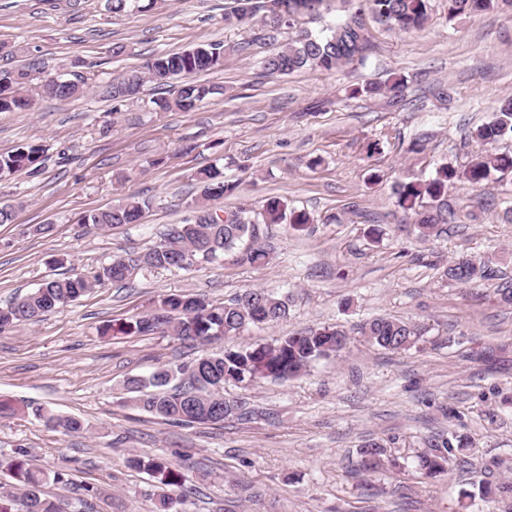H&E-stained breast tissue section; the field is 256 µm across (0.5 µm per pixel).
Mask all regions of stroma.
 I'll return each instance as SVG.
<instances>
[{
  "instance_id": "1",
  "label": "stroma",
  "mask_w": 512,
  "mask_h": 512,
  "mask_svg": "<svg viewBox=\"0 0 512 512\" xmlns=\"http://www.w3.org/2000/svg\"><path fill=\"white\" fill-rule=\"evenodd\" d=\"M233 0H155L141 12L113 13L106 0H0V68L33 65L37 76L87 79L75 99H36L0 112V154L22 144L43 153L36 169L0 181V307L63 273L89 274L112 256L158 243L183 223L197 193L192 175L215 165L236 182L215 209L260 212L278 194L314 219L305 230L264 224L269 261L232 260L191 270L134 272L78 301L0 332V397L18 413L0 418V458L24 452L29 467L67 470L76 487L102 489L92 512H154V478L129 456L162 455L179 472L182 512H457L468 475L449 464L425 477V437L448 431L471 439L466 457L492 484H512V305L496 290L512 283V172L472 193L448 191L454 223L418 240L413 216L394 186L426 179L441 164L464 167L479 147L468 127L512 96V15L499 10L457 18L432 0L415 35L372 25L365 59L331 72L270 75L263 59L292 37L230 19ZM221 42L218 69L195 75L217 87L195 109L155 111L145 84L135 99L102 98L101 84L138 70L161 53ZM401 74L398 104L349 91ZM449 101H441L439 91ZM136 194L151 199L141 223L99 229L85 216ZM49 233H37L38 225ZM380 228L373 239L369 231ZM484 262L494 276L470 285L444 270L459 258ZM249 289L288 297L287 320L251 327L200 346L170 335L106 333L146 312L164 294L223 301ZM425 327L423 342L390 352L371 345L360 325L375 317ZM333 325L349 336L339 356L300 376L228 384L251 418L223 426L171 424L125 406L124 382L203 351L270 343ZM82 421L79 433L51 429L29 403ZM387 449L389 465L364 470L367 440ZM260 491L245 501L238 486Z\"/></svg>"
}]
</instances>
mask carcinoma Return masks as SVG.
Listing matches in <instances>:
<instances>
[{
    "label": "carcinoma",
    "mask_w": 512,
    "mask_h": 512,
    "mask_svg": "<svg viewBox=\"0 0 512 512\" xmlns=\"http://www.w3.org/2000/svg\"><path fill=\"white\" fill-rule=\"evenodd\" d=\"M327 2L329 0H234L232 16L244 23L257 18L265 24L268 21V4H279L282 6L283 24L291 28L304 16L319 15ZM351 2L354 6L343 22L326 28L324 33L316 34L307 29L299 31L294 39L264 61V69L279 75L304 70L334 71L365 57L371 46L366 17L390 29L411 34L425 28L431 11V0H342L344 4ZM494 9L512 10V0H448V15L451 17ZM225 52L222 43H206L160 55L146 64L137 84L126 87L124 79H112V90L107 92V98L123 102L136 97L146 82L162 87L181 77L183 84L177 95L171 99H158L154 104L162 112L174 109L190 111L215 93V87L198 84L190 77L220 67ZM33 81L31 73L25 70H0V83L7 82L20 92L30 89L40 97L70 99L82 95L87 86L84 79L74 86L64 80L58 85L35 87ZM405 86L406 79L394 76L383 85L354 87L350 89L349 97L387 93L398 97ZM468 137L488 146V149L478 154L464 169L444 164L429 179L399 182L394 187L398 206L415 216L417 236L422 240L438 234L440 225L453 223L454 213L448 210L445 201L449 189L463 181L476 190L495 173L512 171V158L491 149L492 145L505 138L512 139V97L501 100L489 120L472 126ZM40 157L41 148L35 145H24L0 154V179L36 165ZM194 180L200 193L191 199L188 208L196 213L195 219L170 225L159 244L134 256H115L92 276L72 273L44 281L19 301L0 308V331L21 322L34 321L106 282L123 281L135 269H189L222 263L228 256L241 264L264 263L268 253L256 232L257 224L248 217V211L238 208L220 214L208 207L209 201L232 194L237 183L224 180L223 171L215 165L198 170ZM149 208V200L131 195L117 205L91 214L84 223L110 228L138 224ZM261 216L265 224H279L286 220L295 228L312 222L307 211H290L277 196L265 200ZM444 276L467 285L486 278L487 267L476 260L462 258L449 264ZM288 313V298L264 290H248L224 302H213L198 295L169 294L154 300L148 312L122 323L118 332L138 336L168 333L181 340L206 345L223 336H237L250 326L278 323L286 319ZM360 334L375 346L400 352L417 344L424 330L413 322L376 317L360 326ZM348 340L345 331L335 326H323L284 336L272 344L204 353L189 363L163 365L147 378H127L125 403L165 421L187 426L219 425L234 417L242 420L248 417V412L240 402L224 396L225 383L247 387L260 380L296 377L314 362L339 355ZM34 415L52 428L60 427L73 433L83 430L79 419L60 417L42 407L35 409ZM427 445L429 451L418 460L419 469L425 476L445 473L452 459L458 460L474 474L470 489L461 492L462 508L469 509L475 506L476 500H485L498 492H512L511 484L493 486L481 479L480 471L461 457L471 445L467 437L442 433L429 437ZM384 455L382 444L373 440L367 442L362 448L363 467L372 470L383 466ZM129 465L143 469L157 479L153 494L155 512H178L180 497L170 491L178 485L177 474L165 457L145 460L133 456ZM0 469L9 471L18 483L17 492L0 493V512H64L63 506L70 504L69 499L44 491L49 481L72 484L67 471L56 470L48 474L33 470L19 457L0 459Z\"/></svg>",
    "instance_id": "carcinoma-1"
}]
</instances>
